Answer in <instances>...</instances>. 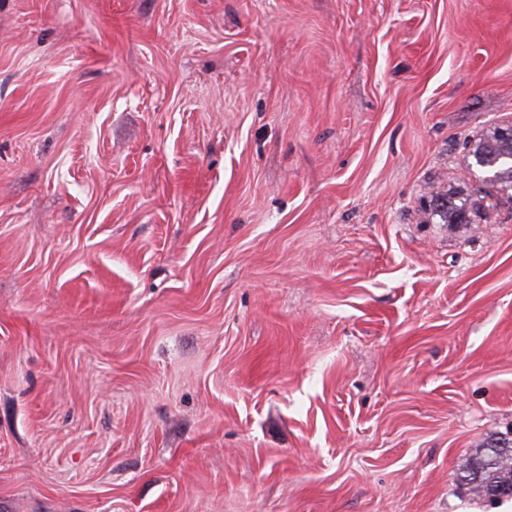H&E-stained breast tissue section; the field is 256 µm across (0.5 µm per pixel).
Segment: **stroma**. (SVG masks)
Returning a JSON list of instances; mask_svg holds the SVG:
<instances>
[{"instance_id":"stroma-1","label":"stroma","mask_w":512,"mask_h":512,"mask_svg":"<svg viewBox=\"0 0 512 512\" xmlns=\"http://www.w3.org/2000/svg\"><path fill=\"white\" fill-rule=\"evenodd\" d=\"M512 0H0V512H512ZM468 170L473 167L485 175L479 178V184L466 197L457 195L451 189L431 195L429 216H438L442 224L472 223L470 216L474 209L482 207L484 211L497 205L507 195L512 200V129L494 127L470 141ZM488 175V176H487ZM485 201V204L483 203ZM462 480L468 490L479 498L498 492L499 499H512V439L500 437L481 444L466 461Z\"/></svg>"}]
</instances>
